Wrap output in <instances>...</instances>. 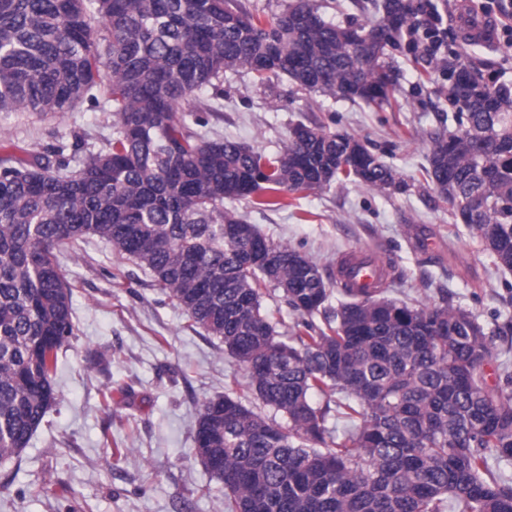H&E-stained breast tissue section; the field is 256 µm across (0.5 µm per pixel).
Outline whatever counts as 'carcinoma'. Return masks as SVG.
<instances>
[{"instance_id": "obj_1", "label": "carcinoma", "mask_w": 512, "mask_h": 512, "mask_svg": "<svg viewBox=\"0 0 512 512\" xmlns=\"http://www.w3.org/2000/svg\"><path fill=\"white\" fill-rule=\"evenodd\" d=\"M366 25L324 21L308 0L269 21L229 0H0V114L70 112L85 97L116 117L105 148L0 145V462L20 457L55 401L58 353L73 334L60 256L96 236L153 274L193 323L224 342L269 418L225 395L201 404L196 454L224 485V512H512V371L486 381L495 332L448 304L387 288H342L320 267L224 209L333 180L377 190L396 172L358 139L296 125L282 154L189 125L190 104L224 99V72L286 76L337 99L380 104L385 58L414 22L384 0ZM372 42L362 66L355 34ZM451 70L459 128L431 138L428 176L453 207L485 197L481 240L512 271V89ZM239 228L237 238L225 227ZM274 254L268 271L254 241ZM279 291L297 316L282 337L262 308ZM322 314L321 323L314 321ZM320 395L324 404L313 402ZM349 425L326 426L330 412Z\"/></svg>"}]
</instances>
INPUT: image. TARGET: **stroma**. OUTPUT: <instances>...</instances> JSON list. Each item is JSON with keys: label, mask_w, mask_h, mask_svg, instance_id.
I'll list each match as a JSON object with an SVG mask.
<instances>
[{"label": "stroma", "mask_w": 512, "mask_h": 512, "mask_svg": "<svg viewBox=\"0 0 512 512\" xmlns=\"http://www.w3.org/2000/svg\"><path fill=\"white\" fill-rule=\"evenodd\" d=\"M321 16L347 27L378 18L383 0H313ZM470 12L494 17L486 42L467 41L449 22L446 63L431 68L408 46L386 63L395 98L355 104L299 90L287 77L258 85L245 70L224 75L220 111L202 94L196 113L209 135L269 156L292 128L318 124L362 140L392 166L398 187L384 192L359 182H332L307 192L282 191V208L225 201L271 240L288 244L332 273L342 251L367 246L395 270L387 295L409 303H449L486 329L512 322V272L497 269L479 237L452 217L429 180V141L458 126L448 101V70L459 59L491 85L512 87V0H468ZM111 113L83 102L73 111L0 118V141L31 149L85 137L90 149L112 136ZM73 285L74 334L59 352L56 402L20 458L0 462V512H224V487L195 452L203 400L231 392L258 402L245 370L223 343L193 326L151 274L86 237L62 260ZM127 449L124 457L113 448ZM45 485L34 494L36 485ZM209 495H201V488Z\"/></svg>", "instance_id": "35a3bbf8"}]
</instances>
